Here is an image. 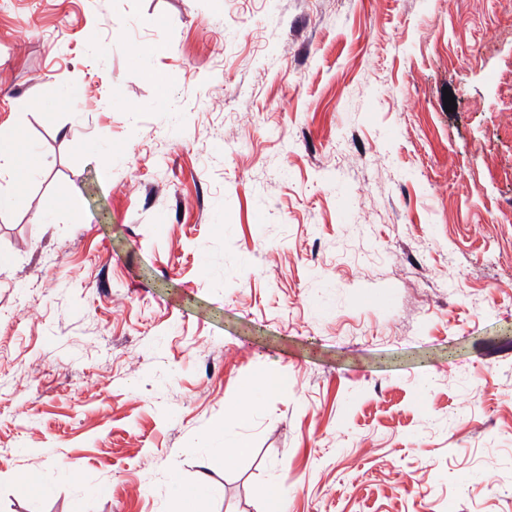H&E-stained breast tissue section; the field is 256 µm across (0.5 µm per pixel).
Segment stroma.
<instances>
[{"label": "stroma", "instance_id": "obj_1", "mask_svg": "<svg viewBox=\"0 0 512 512\" xmlns=\"http://www.w3.org/2000/svg\"><path fill=\"white\" fill-rule=\"evenodd\" d=\"M15 128L0 512H512V0H0ZM0 162V168L2 163L11 167L16 187L20 191L35 164V159L26 147L24 136L20 130L1 132ZM225 441V444H224ZM201 448H204L206 453L209 456L219 457L225 462L235 455L236 453H239L241 451L240 446H233L234 448H227L231 447L227 444L226 440V430L224 427L214 429L209 434H207L203 440L202 444L200 446ZM225 447V448H224ZM222 495L223 487L205 477L192 486L182 484L177 478H172L169 482V496L175 508L172 512L197 511L189 509L191 502L198 503Z\"/></svg>", "mask_w": 512, "mask_h": 512}]
</instances>
